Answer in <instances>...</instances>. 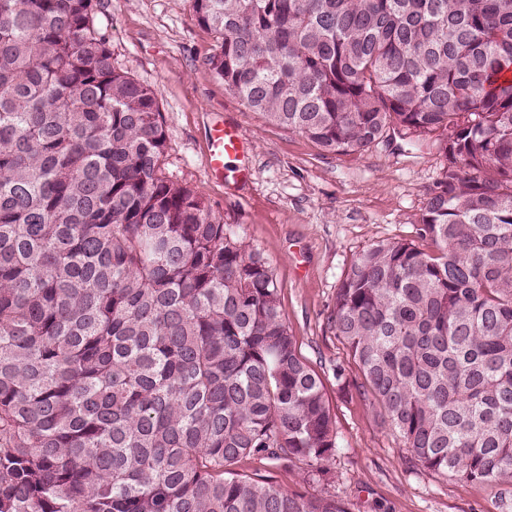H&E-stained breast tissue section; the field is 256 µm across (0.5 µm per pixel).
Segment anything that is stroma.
<instances>
[{
	"mask_svg": "<svg viewBox=\"0 0 512 512\" xmlns=\"http://www.w3.org/2000/svg\"><path fill=\"white\" fill-rule=\"evenodd\" d=\"M114 65L150 86L164 114V170L208 204L212 215L260 252L280 288L281 308L299 352L320 376L341 446L328 487L300 469H240L283 487L343 498L349 512H501L493 493L415 466L377 412L340 393L333 370L349 364L329 317L355 255L382 239H411L444 160L415 138L388 135L367 151L330 155L305 135L269 124L227 90L207 59L216 35L198 25L190 0H100L96 16ZM238 125L247 140L245 177H211L206 140L214 120Z\"/></svg>",
	"mask_w": 512,
	"mask_h": 512,
	"instance_id": "35a3bbf8",
	"label": "stroma"
}]
</instances>
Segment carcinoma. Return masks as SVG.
I'll list each match as a JSON object with an SVG mask.
<instances>
[{
  "label": "carcinoma",
  "mask_w": 512,
  "mask_h": 512,
  "mask_svg": "<svg viewBox=\"0 0 512 512\" xmlns=\"http://www.w3.org/2000/svg\"><path fill=\"white\" fill-rule=\"evenodd\" d=\"M100 0H0V512H349L263 256L167 178L155 92ZM208 65L328 154L444 158L413 240L354 258L331 326L410 460L512 506V0H191Z\"/></svg>",
  "instance_id": "1"
}]
</instances>
